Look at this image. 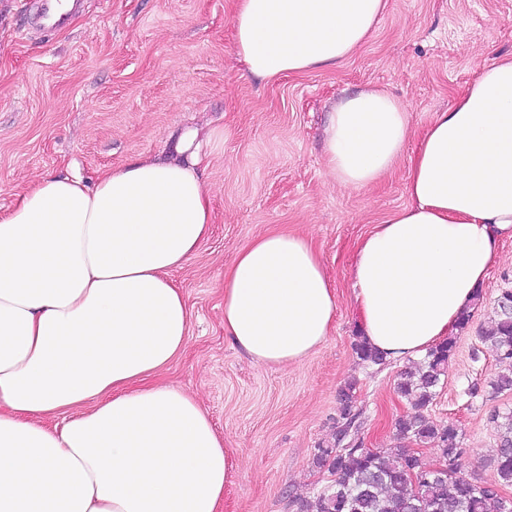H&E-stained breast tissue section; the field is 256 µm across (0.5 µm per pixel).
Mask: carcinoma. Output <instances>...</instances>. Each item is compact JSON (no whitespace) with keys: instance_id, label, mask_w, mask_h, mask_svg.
Returning a JSON list of instances; mask_svg holds the SVG:
<instances>
[{"instance_id":"1","label":"carcinoma","mask_w":512,"mask_h":512,"mask_svg":"<svg viewBox=\"0 0 512 512\" xmlns=\"http://www.w3.org/2000/svg\"><path fill=\"white\" fill-rule=\"evenodd\" d=\"M486 348L500 361L512 366V291L497 300L494 326L481 337ZM456 337L450 336L431 348L414 368L400 373L397 394L412 412L396 422L404 439L431 444L440 450L448 470L425 466L406 448L373 451L361 438L362 410L357 405L356 383L339 393L338 416L333 443L316 448L314 463L327 470L331 484L311 498L293 501L297 512H512V501L499 490L512 486V410L494 412L498 444L494 459L498 481L483 485L464 476L466 449L462 433L453 423L437 426L425 415L433 403L441 377L454 355ZM357 358L372 366H383L386 358L356 337ZM491 395L512 392V369L490 382Z\"/></svg>"}]
</instances>
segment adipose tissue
Listing matches in <instances>:
<instances>
[{
    "mask_svg": "<svg viewBox=\"0 0 512 512\" xmlns=\"http://www.w3.org/2000/svg\"><path fill=\"white\" fill-rule=\"evenodd\" d=\"M384 10L385 0H237L236 53L263 79L333 66ZM327 134L330 176L364 188L400 158L408 113L363 91L335 107ZM406 191L352 265L364 334L396 362L455 332L512 238V57L483 66L435 114ZM210 224L203 181L164 160L91 186L40 176L0 216V512H221L228 448L194 397L152 381L189 334L168 274ZM337 308L301 235L255 238L224 274V333L264 365L302 362Z\"/></svg>",
    "mask_w": 512,
    "mask_h": 512,
    "instance_id": "adipose-tissue-1",
    "label": "adipose tissue"
}]
</instances>
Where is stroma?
Masks as SVG:
<instances>
[{
  "instance_id": "1",
  "label": "stroma",
  "mask_w": 512,
  "mask_h": 512,
  "mask_svg": "<svg viewBox=\"0 0 512 512\" xmlns=\"http://www.w3.org/2000/svg\"><path fill=\"white\" fill-rule=\"evenodd\" d=\"M235 0H76L45 29L36 0H0V215L33 179L86 182L148 158L193 168L210 190L212 224L194 257L170 272L192 318L188 343L159 378L195 395L232 450L224 512H296L292 500L330 483L314 461L332 442L339 392L355 382L364 444L405 446L429 467L433 445L399 441L411 411L394 384L404 366L363 365L351 269L374 224L408 202V157L435 113L450 108L483 65L512 55V0H386L368 39L344 61L259 80L233 46ZM365 89L410 114L404 156L374 185L335 183L324 160L332 107ZM311 239L336 288V322L302 363L264 366L224 334V274L239 249L269 233ZM489 273L427 415L456 423L467 474L497 482L490 416L502 367L483 345L502 291L512 289V239Z\"/></svg>"
}]
</instances>
